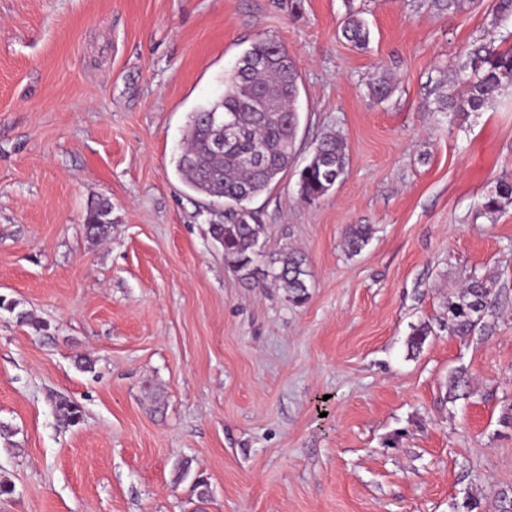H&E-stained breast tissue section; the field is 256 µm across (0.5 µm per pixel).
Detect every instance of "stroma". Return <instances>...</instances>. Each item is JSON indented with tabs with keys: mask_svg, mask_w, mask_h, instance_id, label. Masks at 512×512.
<instances>
[{
	"mask_svg": "<svg viewBox=\"0 0 512 512\" xmlns=\"http://www.w3.org/2000/svg\"><path fill=\"white\" fill-rule=\"evenodd\" d=\"M490 3L0 0V512H495L512 487V202L481 206L512 179V82L451 117L433 94L472 45L512 48ZM351 11L366 48L341 35ZM264 37L297 62L300 124L250 208L262 251L304 255L300 306L225 263L212 205L176 171L190 113ZM327 133L345 176L302 201ZM103 198L99 241L84 224ZM354 224L372 228L357 253ZM473 277L499 289L488 327L450 335Z\"/></svg>",
	"mask_w": 512,
	"mask_h": 512,
	"instance_id": "1",
	"label": "stroma"
}]
</instances>
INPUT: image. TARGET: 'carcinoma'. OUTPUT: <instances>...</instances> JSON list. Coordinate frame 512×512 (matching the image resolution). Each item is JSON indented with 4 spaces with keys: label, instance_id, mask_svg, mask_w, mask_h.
<instances>
[{
    "label": "carcinoma",
    "instance_id": "carcinoma-1",
    "mask_svg": "<svg viewBox=\"0 0 512 512\" xmlns=\"http://www.w3.org/2000/svg\"><path fill=\"white\" fill-rule=\"evenodd\" d=\"M342 35L354 46L363 47L369 42L370 31L359 14L351 13L343 22ZM458 69L470 73L465 89L455 94L439 93L436 111L480 112L494 104L503 82L512 80V50H500L486 42L469 50ZM259 91L266 92L267 98H257ZM298 95V73L288 49L270 38L256 39L225 80L224 97L203 104L190 114L185 147L177 158L176 170L185 185L224 207L222 220L211 225L210 233L222 248L225 262L247 276L253 274L260 241L267 233L266 225L258 221L248 204L278 183L293 162L299 125ZM228 112L234 114L237 134L224 151L216 153L211 141L218 127L207 117ZM257 148L265 154L260 166L250 163ZM345 171L344 141L334 133L325 134L300 171V197L307 201L319 199L343 180ZM511 198L512 181L501 180L495 192L485 198L482 208L493 213L501 200ZM111 213L107 201L90 210L85 224L87 234L96 240L105 239L112 224ZM369 236V225H351L346 233L349 250L359 252ZM265 275L289 302L301 305L307 301L310 274L299 253L282 251L268 256ZM496 297L493 281L471 278L463 294L448 302V332L463 338L484 329V318L493 310ZM56 409L70 424L82 419L80 407L67 399L58 402Z\"/></svg>",
    "mask_w": 512,
    "mask_h": 512
}]
</instances>
